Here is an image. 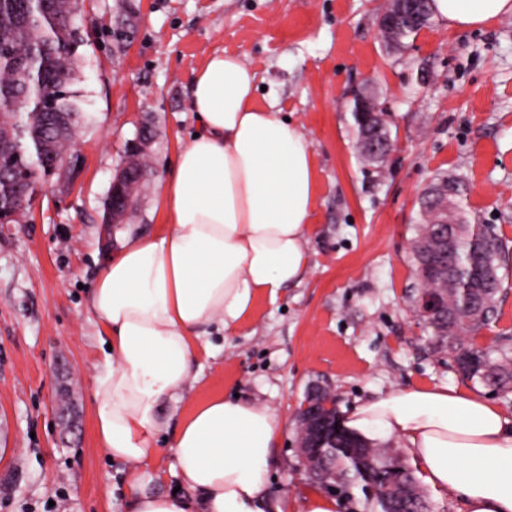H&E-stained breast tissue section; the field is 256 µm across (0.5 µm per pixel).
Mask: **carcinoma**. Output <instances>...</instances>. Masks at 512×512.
I'll return each mask as SVG.
<instances>
[{"mask_svg":"<svg viewBox=\"0 0 512 512\" xmlns=\"http://www.w3.org/2000/svg\"><path fill=\"white\" fill-rule=\"evenodd\" d=\"M431 0H411L416 21L405 26V40L430 24ZM79 10V0H0V149L29 171L19 184L0 179V210L19 209L21 196H31L54 160L68 150L70 140L85 120L77 81L78 48L84 38L68 24ZM454 184L459 195L448 206V227L454 265L448 271L456 287L448 290V317L424 320L436 347L453 354L463 378L512 393V349L502 346L491 356L465 343L489 325L497 313L501 280L479 287L474 274L486 267L499 270L502 243L493 226L471 222L464 207L465 184L442 175L434 183ZM420 224L414 241L434 253L440 239L428 223L427 201L419 204ZM353 448L336 444L324 450L327 463L336 466V490L350 499L358 488L368 512H429L426 492L412 471L396 470L399 459L390 448L354 435Z\"/></svg>","mask_w":512,"mask_h":512,"instance_id":"cac0c4a2","label":"carcinoma"}]
</instances>
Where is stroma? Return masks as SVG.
Instances as JSON below:
<instances>
[{
    "instance_id": "obj_1",
    "label": "stroma",
    "mask_w": 512,
    "mask_h": 512,
    "mask_svg": "<svg viewBox=\"0 0 512 512\" xmlns=\"http://www.w3.org/2000/svg\"><path fill=\"white\" fill-rule=\"evenodd\" d=\"M386 2L83 0L82 171L42 184L0 229V512H128L132 466L103 454L93 418L104 354L89 290L109 251L103 201L149 127L148 186L129 222L136 234L162 224L163 182L199 126L192 81L217 50L244 60L257 105L288 117L311 151L310 265L277 298L259 297L233 335L207 336L187 394L163 406L168 428L216 393L286 417L264 508L276 512L310 484L297 414L313 390L342 413L397 389L448 387L512 418V394L464 379L429 339L411 249L419 193L437 174L461 177L471 221L493 225L506 251L498 318L473 343L512 346V15L468 30L435 19L393 51L378 30ZM358 90L376 99L393 142L377 167L357 152Z\"/></svg>"
}]
</instances>
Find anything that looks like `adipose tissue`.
<instances>
[{
    "instance_id": "obj_1",
    "label": "adipose tissue",
    "mask_w": 512,
    "mask_h": 512,
    "mask_svg": "<svg viewBox=\"0 0 512 512\" xmlns=\"http://www.w3.org/2000/svg\"><path fill=\"white\" fill-rule=\"evenodd\" d=\"M431 9L473 29L512 15V0H432ZM255 95L256 76L239 56L207 59L191 89L199 135L179 148L163 185L164 224L127 235L90 290L111 346L93 387L96 437L108 457L134 466L129 512H263L287 421L221 394L196 405L166 441L185 494L154 488L162 404L183 391L195 340L236 328L260 296L276 297L307 267L311 152L297 126ZM343 424L401 439L425 484L459 500L461 512H512V419L486 398L400 389L358 403Z\"/></svg>"
}]
</instances>
